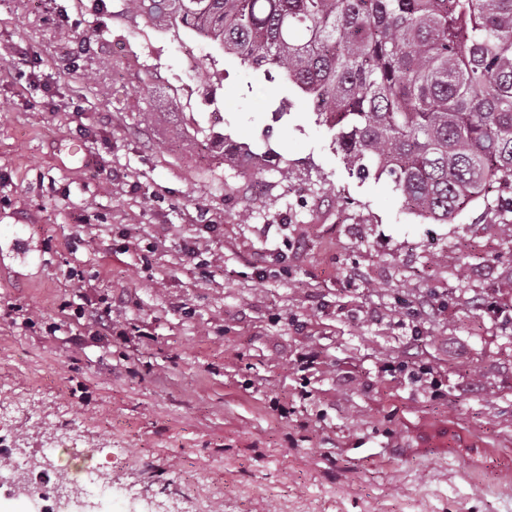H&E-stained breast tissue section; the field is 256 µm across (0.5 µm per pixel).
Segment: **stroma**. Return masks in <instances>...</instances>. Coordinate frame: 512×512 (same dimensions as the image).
I'll use <instances>...</instances> for the list:
<instances>
[{"label": "stroma", "mask_w": 512, "mask_h": 512, "mask_svg": "<svg viewBox=\"0 0 512 512\" xmlns=\"http://www.w3.org/2000/svg\"><path fill=\"white\" fill-rule=\"evenodd\" d=\"M92 3L0 0V248L32 246L0 266V405L25 409L0 432H71L72 470L112 479L94 512H512V325L477 309L512 301V205L413 214L281 80ZM213 131L287 175L219 157ZM434 295L438 317L410 315ZM95 308L115 335L76 315ZM394 357L442 396L381 376Z\"/></svg>", "instance_id": "35a3bbf8"}]
</instances>
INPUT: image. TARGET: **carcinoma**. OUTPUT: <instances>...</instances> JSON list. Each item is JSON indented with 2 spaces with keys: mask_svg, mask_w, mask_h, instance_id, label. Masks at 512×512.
<instances>
[{
  "mask_svg": "<svg viewBox=\"0 0 512 512\" xmlns=\"http://www.w3.org/2000/svg\"><path fill=\"white\" fill-rule=\"evenodd\" d=\"M306 98L359 177L446 223L512 189V0H128ZM252 160L246 142L209 137Z\"/></svg>",
  "mask_w": 512,
  "mask_h": 512,
  "instance_id": "carcinoma-1",
  "label": "carcinoma"
}]
</instances>
